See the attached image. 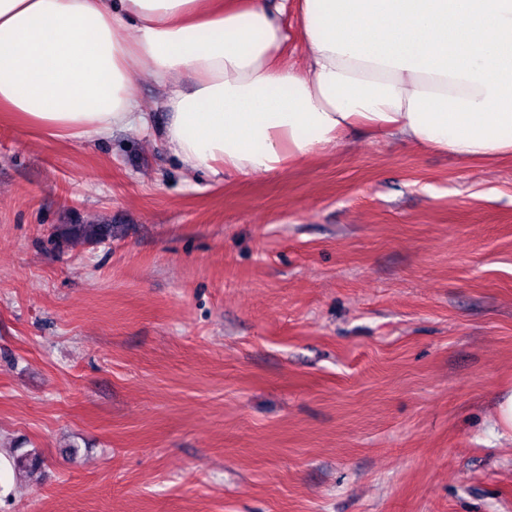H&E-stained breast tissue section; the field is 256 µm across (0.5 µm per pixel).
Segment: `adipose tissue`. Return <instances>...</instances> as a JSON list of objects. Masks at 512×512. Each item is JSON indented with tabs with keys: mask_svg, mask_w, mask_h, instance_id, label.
Wrapping results in <instances>:
<instances>
[{
	"mask_svg": "<svg viewBox=\"0 0 512 512\" xmlns=\"http://www.w3.org/2000/svg\"><path fill=\"white\" fill-rule=\"evenodd\" d=\"M144 61L160 140L192 172H277L358 127L512 158V0H0V113L18 128H149ZM150 65L144 62L140 68V73L136 75L134 80V96L139 105L149 112H164L162 109L155 107L162 96V91L146 76Z\"/></svg>",
	"mask_w": 512,
	"mask_h": 512,
	"instance_id": "adipose-tissue-1",
	"label": "adipose tissue"
}]
</instances>
